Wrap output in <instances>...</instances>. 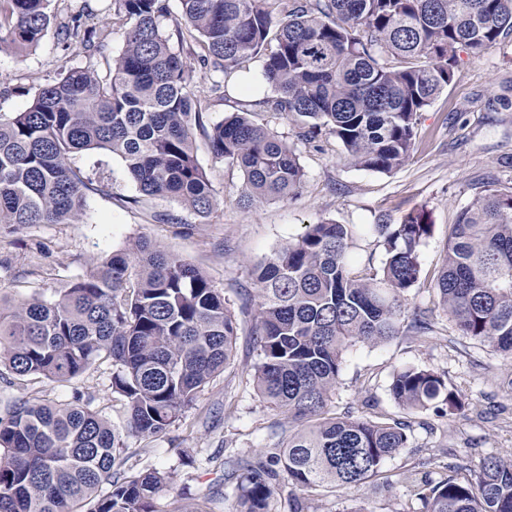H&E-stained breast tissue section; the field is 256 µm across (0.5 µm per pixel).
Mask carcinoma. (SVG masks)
<instances>
[{
  "label": "carcinoma",
  "instance_id": "cac0c4a2",
  "mask_svg": "<svg viewBox=\"0 0 512 512\" xmlns=\"http://www.w3.org/2000/svg\"><path fill=\"white\" fill-rule=\"evenodd\" d=\"M51 0H0V51L37 47ZM122 52L104 71L62 65L29 107L0 114V224H77L88 194L108 185L72 167L89 150L121 158L143 196L164 197L206 216L216 200L194 147L201 133L214 157L239 167L248 206L296 195L305 176L294 147L249 112L206 125L183 55L229 79L255 58L274 92L273 112L296 117L298 137L339 140L347 160L389 173L415 145L418 116L454 81L461 51L483 56L512 36V0H114ZM63 50L105 53L110 26L61 25ZM185 52L175 51L170 39ZM374 232L387 255L355 274L356 238ZM424 213L399 224L321 221L253 268L261 397L301 428L253 460H224L238 512H277L271 479L295 492L289 512H309L327 487L362 485L406 447L409 425L328 414L347 350L375 346L402 327L433 332L429 310L404 325L401 297L421 282ZM434 289L459 335L512 357V190L489 188L448 232ZM237 324L224 297L191 263L138 241L116 251L57 298H34L0 314V367L16 377L68 383L112 360V392L123 401L121 432L75 397L21 399L0 413V512H156L173 482L129 464L124 434L163 433L231 363ZM389 391L402 407L445 414L465 407L446 374L403 368ZM424 512H512V464L490 456L466 477L449 476L422 495Z\"/></svg>",
  "mask_w": 512,
  "mask_h": 512
}]
</instances>
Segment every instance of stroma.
I'll use <instances>...</instances> for the list:
<instances>
[{
	"instance_id": "obj_1",
	"label": "stroma",
	"mask_w": 512,
	"mask_h": 512,
	"mask_svg": "<svg viewBox=\"0 0 512 512\" xmlns=\"http://www.w3.org/2000/svg\"><path fill=\"white\" fill-rule=\"evenodd\" d=\"M50 9L56 22L38 47L0 52V114L26 110L35 89L55 78L63 63L101 66L124 47V30L116 27L105 56L70 58L62 49L58 22L77 15L85 26H100L112 16V0H52ZM187 65L196 95L206 102L208 123L247 103L257 122L294 145L305 170L299 195L243 207L242 171L214 158L200 138L197 157L217 200L202 218L170 199L141 196L115 155L82 152L74 157L76 166L108 181L111 196H88L79 224H33L17 231L0 224V293L15 306L34 296L56 298L60 288L141 238L199 267L238 322L234 360L166 432L131 437L128 445L151 449L149 465L175 474L156 498L157 512H235L232 488L221 483L225 456H259L273 442H287L289 434L286 416L268 407L253 384L259 356L250 337L252 315L240 299L241 290L254 287L253 266L298 239L308 224H397L421 211L431 231L419 260L424 277L434 278L459 211L485 189L512 187V37L479 58L460 54L455 82L421 113L413 152L389 173L354 167L338 140H298L292 119L264 105L272 92L261 76V60L248 63L246 84L224 80L193 59ZM403 305L409 316L433 310V333L406 330L372 348L353 347L330 410L407 423L408 444L386 460L381 478L318 492L314 512H423L417 488L398 483V474L411 470L436 482L455 462L468 468L489 456L512 462V359L458 335L428 285L410 289ZM406 366L445 373L468 407L439 416L399 406L389 385ZM112 372L111 361L102 360L63 385L36 377L10 384L0 379V406L22 397L59 403L79 395L92 398L100 415L118 425L123 405L112 392Z\"/></svg>"
}]
</instances>
